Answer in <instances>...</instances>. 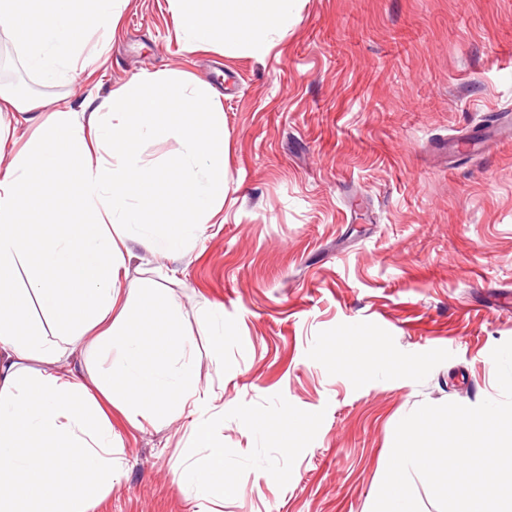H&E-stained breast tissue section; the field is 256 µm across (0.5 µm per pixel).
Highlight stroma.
Here are the masks:
<instances>
[{
  "mask_svg": "<svg viewBox=\"0 0 512 512\" xmlns=\"http://www.w3.org/2000/svg\"><path fill=\"white\" fill-rule=\"evenodd\" d=\"M267 55L191 51L168 0H128L109 60L41 83L0 31L12 88L45 112L144 72L207 82L224 110L219 218L181 255L128 242L147 346L178 304L196 414L113 413L120 461L94 512H372L397 424L424 403L501 399L512 340V142L450 153L512 125V0H300ZM184 149L141 143L167 191ZM224 310V337L208 318ZM224 450V495L174 474Z\"/></svg>",
  "mask_w": 512,
  "mask_h": 512,
  "instance_id": "1",
  "label": "stroma"
}]
</instances>
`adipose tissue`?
Masks as SVG:
<instances>
[{"instance_id": "obj_1", "label": "adipose tissue", "mask_w": 512, "mask_h": 512, "mask_svg": "<svg viewBox=\"0 0 512 512\" xmlns=\"http://www.w3.org/2000/svg\"><path fill=\"white\" fill-rule=\"evenodd\" d=\"M126 0H36L40 17L21 41L29 65L47 84L82 72V54L98 59L105 43L77 26L91 15L113 30ZM176 36L189 49L265 55L295 24L298 0H169ZM174 134L184 143L174 196L189 204L167 214L148 206L155 178L136 143ZM0 512H93L109 494L115 444L106 407L112 383L125 395L118 409L140 426L153 412L175 415L193 400L195 367L179 306H160L167 329L147 354L139 321L118 310L116 285L127 276L128 242L177 255L224 205V113L200 81L141 73L101 97L89 115L60 108L17 144L0 122ZM76 181L78 208L66 233L35 225L41 197ZM46 308L69 318L67 346L32 334L24 299L12 286L17 269ZM112 353L109 367L82 377L65 365L70 346ZM55 365L21 372L19 362Z\"/></svg>"}]
</instances>
